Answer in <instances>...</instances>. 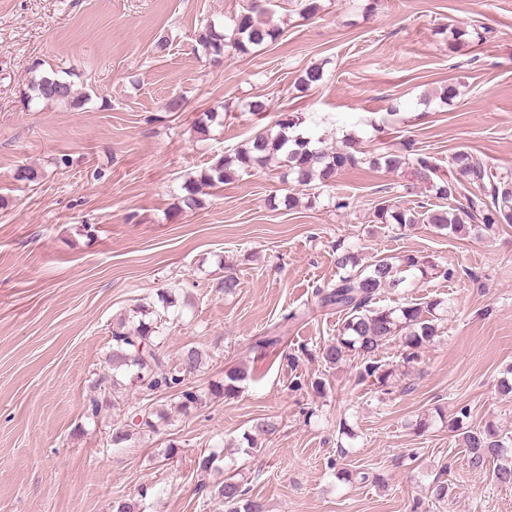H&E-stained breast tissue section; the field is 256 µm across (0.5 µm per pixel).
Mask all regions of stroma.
<instances>
[{
  "instance_id": "stroma-1",
  "label": "stroma",
  "mask_w": 512,
  "mask_h": 512,
  "mask_svg": "<svg viewBox=\"0 0 512 512\" xmlns=\"http://www.w3.org/2000/svg\"><path fill=\"white\" fill-rule=\"evenodd\" d=\"M248 3L0 0V512H112L143 488L145 512H213L215 477L195 466L203 452L238 467L266 512H413L419 499L428 512H512V488L471 469L441 420L413 428L435 409L466 407L472 425L512 433V394L498 390L512 365V225L483 240L424 224L396 234L373 211L408 179L366 166L290 210L268 204L285 194L272 169L239 171L207 189L201 208H176L188 178L287 110L330 144L353 132L368 151L412 142L443 165L466 149L512 169V0H320L312 18L297 0H273L275 44L219 66L198 56L195 30L223 26ZM465 26L488 32L450 50L448 29ZM313 63L324 64V83L297 91ZM35 67L71 72L74 102H24ZM451 82L460 94L441 103ZM256 96L269 105L259 116L246 108ZM172 97L181 111H165ZM210 109L218 120L203 135L195 123ZM24 167L41 180H17ZM340 196L349 208L337 209ZM340 244L367 261L414 253L455 272L382 294L384 306L448 302L440 336L386 394L356 382L355 360L331 368L320 355L342 316L315 292L334 283ZM230 266L240 287L227 296L219 284ZM168 288L190 302L170 309L162 351L205 352L190 380L205 402L182 415L160 399L168 421L113 445L119 416L103 380L112 322ZM292 310L302 317L281 345L255 349ZM238 363L253 380L234 398L209 395ZM318 377L331 383L325 394L291 387ZM93 396L104 407L90 419ZM263 418L279 431L226 456L225 443ZM333 459L369 482H340ZM437 481L449 487L442 502L427 496Z\"/></svg>"
}]
</instances>
